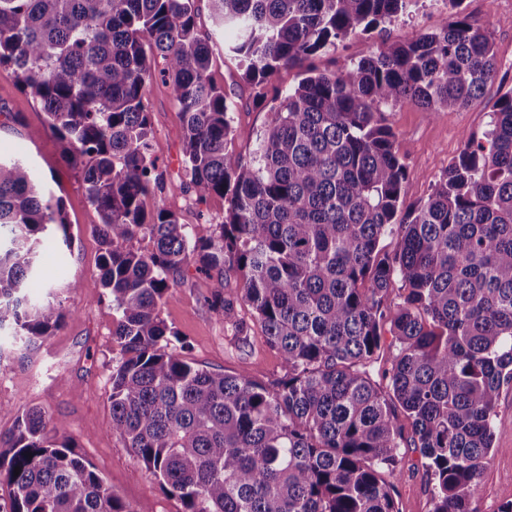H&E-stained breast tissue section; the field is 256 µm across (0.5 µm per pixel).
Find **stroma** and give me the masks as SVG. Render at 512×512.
Instances as JSON below:
<instances>
[{
	"label": "stroma",
	"mask_w": 512,
	"mask_h": 512,
	"mask_svg": "<svg viewBox=\"0 0 512 512\" xmlns=\"http://www.w3.org/2000/svg\"><path fill=\"white\" fill-rule=\"evenodd\" d=\"M461 9L489 32L499 60L498 75L483 98L465 108L432 115L406 103L388 110L387 122L398 134L396 149L406 166L403 202L408 207L432 193L459 154L463 135L485 130L490 101L512 90V0H463ZM447 14L444 0H424L412 16L388 25L382 35L349 37L318 54L313 64L322 72L336 71L344 60L368 55L380 41L404 42L436 29ZM164 66L162 58L153 60L156 76L146 92L153 155L162 174L155 196L185 224L191 238L206 237L223 222L228 203L220 196L198 202L190 187L184 130L172 87L160 75ZM211 76L233 108L235 136L230 149L235 157L248 161L256 132L271 120L269 105L257 97L220 41L213 46ZM0 157L29 162L47 189L61 197L73 240L66 256L54 251L44 255L43 282L29 290L34 302L61 303L67 313L62 327L30 352L9 334L0 335V432L12 428L14 411L44 409L51 416L50 433L69 438L77 453L136 512H180V502L162 490L109 428L112 367L119 349L112 342V301L97 287L101 245L92 226L99 217L87 199L80 168L63 157L59 143L45 131L40 103L1 71ZM61 267L70 278L82 281L81 289L47 291ZM212 284V277L187 265L161 308V318L188 342L190 358L210 371L241 373L264 384L282 377L280 355L269 348L260 324L239 298V277L231 272L224 277V295L232 299L233 309L221 319L205 303ZM494 432V449L480 476L476 512H498L512 501V384L500 391ZM401 455V472L394 480L399 512H429L432 482L426 460L413 447L402 449Z\"/></svg>",
	"instance_id": "obj_1"
}]
</instances>
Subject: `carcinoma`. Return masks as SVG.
Returning <instances> with one entry per match:
<instances>
[{
    "label": "carcinoma",
    "mask_w": 512,
    "mask_h": 512,
    "mask_svg": "<svg viewBox=\"0 0 512 512\" xmlns=\"http://www.w3.org/2000/svg\"><path fill=\"white\" fill-rule=\"evenodd\" d=\"M419 0H0V70L40 101L45 127L81 164L99 215L98 287L112 298L110 429L182 512H397L389 478L411 430L431 472L430 512H475L501 387L512 381V90L422 203L403 207L405 167L384 112L466 107L494 81L487 32L454 19L334 72L308 64L349 36L381 31ZM262 91L282 69L302 78L229 153L233 118L213 81V37ZM173 89L197 200L227 198L224 222L191 239L160 200L146 98L152 58ZM62 199L21 159H0V332L27 348L59 329L61 304L31 303L42 249L68 237ZM396 237L392 251L380 247ZM224 272L284 363L267 386L185 355L160 317L185 264ZM406 290L387 304L394 280ZM396 347L383 391L366 368L384 327ZM0 434L10 512H135L46 412L13 414ZM20 468L19 475L14 469Z\"/></svg>",
    "instance_id": "cac0c4a2"
}]
</instances>
